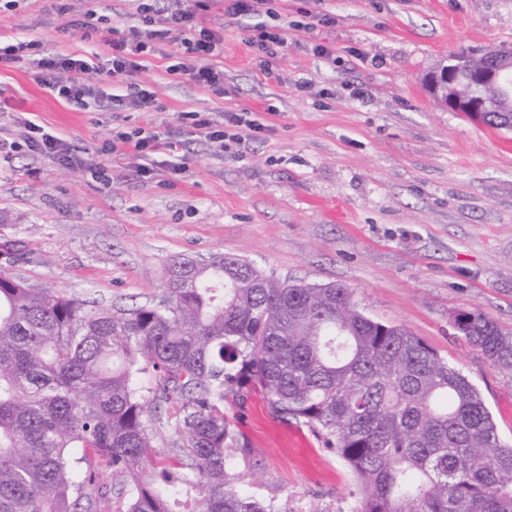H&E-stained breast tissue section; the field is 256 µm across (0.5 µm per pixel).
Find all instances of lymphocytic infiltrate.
<instances>
[{
  "mask_svg": "<svg viewBox=\"0 0 512 512\" xmlns=\"http://www.w3.org/2000/svg\"><path fill=\"white\" fill-rule=\"evenodd\" d=\"M159 0H138V23L126 33L106 39L104 51L84 50L72 54L49 55L37 40L22 37L0 45V62H27L41 85L55 97L98 111L132 109L159 112L163 106L155 92L141 81V73L152 64L159 45H177L181 58L169 65V74L185 78L214 92L224 90V30L205 24L191 7L161 8ZM109 77L120 84L118 94L100 93L97 82ZM183 126L193 129L206 142L246 144L261 123L248 111L203 112L184 110ZM181 143L164 133L139 128L121 132L109 143L112 154L138 160L140 172H151L158 155L177 153Z\"/></svg>",
  "mask_w": 512,
  "mask_h": 512,
  "instance_id": "lymphocytic-infiltrate-1",
  "label": "lymphocytic infiltrate"
}]
</instances>
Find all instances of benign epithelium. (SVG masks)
<instances>
[{"mask_svg": "<svg viewBox=\"0 0 512 512\" xmlns=\"http://www.w3.org/2000/svg\"><path fill=\"white\" fill-rule=\"evenodd\" d=\"M427 87L448 108L483 123L512 100V54L483 48L451 56L428 77Z\"/></svg>", "mask_w": 512, "mask_h": 512, "instance_id": "1", "label": "benign epithelium"}]
</instances>
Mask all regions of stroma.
<instances>
[{
	"instance_id": "stroma-1",
	"label": "stroma",
	"mask_w": 512,
	"mask_h": 512,
	"mask_svg": "<svg viewBox=\"0 0 512 512\" xmlns=\"http://www.w3.org/2000/svg\"><path fill=\"white\" fill-rule=\"evenodd\" d=\"M201 2L224 26L220 95L170 75L165 44L141 75L161 112L84 110L27 64L0 63V266L90 312L160 301L177 256L345 285L367 316L408 328L467 376L512 446V375L453 327L475 311L512 332V132L424 88L451 54L512 48V0H275L288 44L269 79L246 43L266 15L232 19L221 0ZM60 22L53 0H0V36L39 40L50 55L84 50ZM185 109H245L264 128L219 149L181 125ZM25 118L63 139L77 166L32 151ZM139 127L182 140V168L143 175L136 159L103 153ZM224 410L250 448L233 460L242 490L348 512L354 475L308 427L255 393Z\"/></svg>"
}]
</instances>
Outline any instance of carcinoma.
I'll return each instance as SVG.
<instances>
[{
	"label": "carcinoma",
	"instance_id": "carcinoma-1",
	"mask_svg": "<svg viewBox=\"0 0 512 512\" xmlns=\"http://www.w3.org/2000/svg\"><path fill=\"white\" fill-rule=\"evenodd\" d=\"M455 319L512 374V334L478 312ZM252 392L347 462L351 512H512V447L480 392L343 285L179 257L158 304L91 314L0 267V512H173L186 486L188 512H288L230 470L244 437L224 401ZM152 414L177 435L167 463Z\"/></svg>",
	"mask_w": 512,
	"mask_h": 512
}]
</instances>
